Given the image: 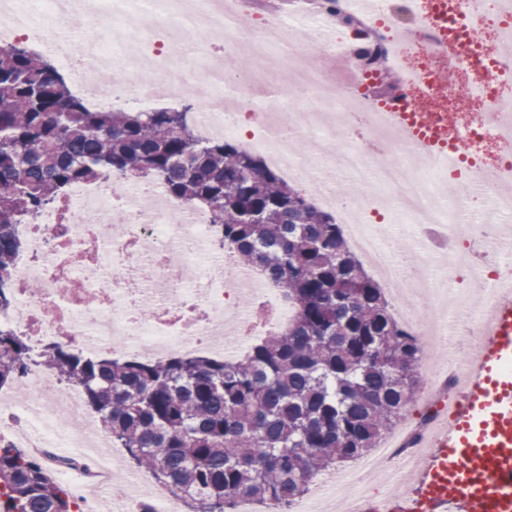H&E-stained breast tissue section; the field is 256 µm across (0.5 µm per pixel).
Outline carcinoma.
Instances as JSON below:
<instances>
[{"label": "carcinoma", "instance_id": "cac0c4a2", "mask_svg": "<svg viewBox=\"0 0 512 512\" xmlns=\"http://www.w3.org/2000/svg\"><path fill=\"white\" fill-rule=\"evenodd\" d=\"M109 175L160 179L207 210L216 242L261 269L293 317L233 361L157 363L61 342L34 353L0 323V390L34 367L80 385L114 447L195 512H231L241 495L285 510L408 416L423 338L332 216L234 140L197 135L186 112L88 108L22 44L0 51V315L15 302L18 226ZM0 512H74V500L44 459L0 446Z\"/></svg>", "mask_w": 512, "mask_h": 512}]
</instances>
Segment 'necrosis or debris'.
<instances>
[{"mask_svg":"<svg viewBox=\"0 0 512 512\" xmlns=\"http://www.w3.org/2000/svg\"><path fill=\"white\" fill-rule=\"evenodd\" d=\"M165 2L0 0V47L24 41L54 58L72 90L96 110L133 104L147 111L160 100L181 97L186 87L197 88L209 100L202 132L244 136L248 150L295 175L305 168L291 143L308 144L326 132L338 143L325 165L339 166L353 182L382 187V206L369 199L353 207L319 186L311 191L336 207L355 248L399 294L402 321L435 344L438 353L427 360L428 382L419 397L422 409L358 465L316 477L308 496L289 507V512H315L316 496L336 494L344 500L343 512H366L371 479L382 474L395 482L423 452L422 440L447 402L464 397V368L471 357L451 347L449 337L460 332L478 337L485 327L469 298L441 303L425 254L441 252V273L451 278L464 267H493L492 276L473 282L489 301L501 296L503 284L512 283V248L502 262L484 248L502 236V228L476 219L488 207L512 217V188L489 176L512 167V157L487 156L488 149L508 143L493 114L512 110L505 95L512 88V11L497 2L484 4L475 33L478 49L466 55L442 44L431 15L433 0H409L402 10L396 0H378L370 15L355 11L350 0H339L354 23L339 31L335 42L320 43L319 52L347 62L355 77L349 89L328 85L323 65L295 47L274 53L278 39L264 16L241 27L250 0H177L173 10ZM116 13L130 21L122 37L106 24ZM162 30L190 31L196 38L181 47L157 39ZM135 42L152 45L149 73L137 70L130 51ZM242 46L251 51V70L227 73L225 54ZM102 66L112 74L107 88L98 80ZM258 70L265 71L274 95L287 84L295 90L287 122L261 136L256 129L264 115L253 109ZM448 70L468 86L466 96L443 84ZM387 75L404 82L410 111L453 127L459 148L452 157L417 152L402 138L385 110L389 95L380 85ZM465 169L471 187L447 194L448 177ZM383 206L422 240L420 252L410 258V275L402 274L370 224ZM20 233L25 248L15 260L18 299L0 321L20 329L34 347L60 339L88 354L115 347L161 360L173 350L216 351L232 360L256 340L258 309L270 311L276 328L292 317L278 289L240 266L232 251L209 248L208 213L171 199L159 181L126 177L74 184L37 223L21 225ZM200 261L205 274L185 279V267ZM33 280L41 284L35 295L27 290ZM81 409L78 386L63 389L52 377L30 370L0 394V444L46 457L60 480L78 473L89 491L76 496V512H101L100 488L110 500L122 502L125 512H180L179 498L149 485L144 476L114 479L109 442L92 424H79ZM139 486L147 488L148 503L137 498Z\"/></svg>","mask_w":512,"mask_h":512,"instance_id":"obj_1","label":"necrosis or debris"}]
</instances>
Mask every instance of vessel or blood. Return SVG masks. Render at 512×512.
Instances as JSON below:
<instances>
[{"label":"vessel or blood","mask_w":512,"mask_h":512,"mask_svg":"<svg viewBox=\"0 0 512 512\" xmlns=\"http://www.w3.org/2000/svg\"><path fill=\"white\" fill-rule=\"evenodd\" d=\"M477 0H439L440 16L475 24ZM389 110L406 140L433 154H447L448 126L422 129L401 99ZM487 334L474 349L467 397L452 421L431 437V453L412 466L413 497L397 512H440L452 503L463 512H512V297L490 309Z\"/></svg>","instance_id":"b4317fda"}]
</instances>
